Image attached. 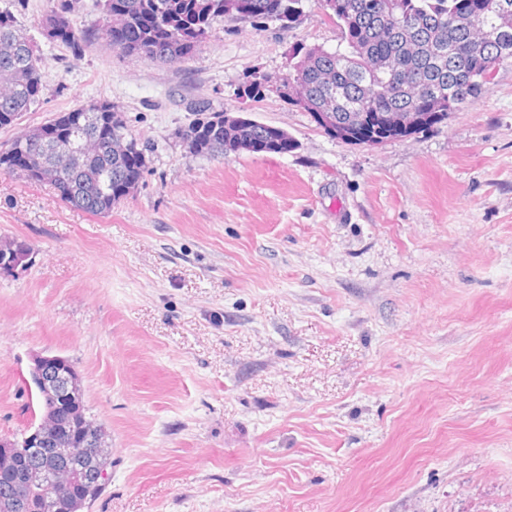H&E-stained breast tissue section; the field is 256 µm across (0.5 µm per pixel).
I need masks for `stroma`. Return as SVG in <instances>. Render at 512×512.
Here are the masks:
<instances>
[{"mask_svg":"<svg viewBox=\"0 0 512 512\" xmlns=\"http://www.w3.org/2000/svg\"><path fill=\"white\" fill-rule=\"evenodd\" d=\"M58 2L0 0L46 75L0 150L100 100L150 150L104 215L0 171V238L28 249L0 270V436L39 417L32 357L61 355L112 445L87 512H512V64L433 129L351 144L244 94L336 46L318 0L218 19L170 65L49 42ZM198 98L297 149L187 153Z\"/></svg>","mask_w":512,"mask_h":512,"instance_id":"obj_1","label":"stroma"}]
</instances>
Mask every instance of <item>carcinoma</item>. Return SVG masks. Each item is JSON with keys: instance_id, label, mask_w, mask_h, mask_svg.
Instances as JSON below:
<instances>
[{"instance_id": "obj_1", "label": "carcinoma", "mask_w": 512, "mask_h": 512, "mask_svg": "<svg viewBox=\"0 0 512 512\" xmlns=\"http://www.w3.org/2000/svg\"><path fill=\"white\" fill-rule=\"evenodd\" d=\"M325 16L341 32L336 48L321 45L295 51L288 77H298L307 96L305 110L315 120L334 110L346 126L342 140L379 144L427 131L472 105L490 89L483 80L489 67L512 63V0H319ZM69 0L45 16L48 36L75 54L90 39L116 50L138 54L159 64L185 60L205 38L218 17L234 21L271 20L289 25L302 14V0H105L104 24L92 35L59 21ZM42 57L32 37L0 11V128L9 127L39 99ZM90 121L56 133L60 146L94 137L99 149L77 152L65 179L53 184L61 199L92 214H106L139 184L147 146L141 144L123 116L102 121L94 105L79 106ZM193 111L205 121L188 126L197 153L224 151L241 141L252 154L284 155L297 148L287 131L243 115L215 111L205 100ZM52 145L37 156L33 169L22 172L40 183L39 169L52 166ZM27 256L25 245L0 241V268L10 270ZM109 472L90 476L91 490L82 508L102 494Z\"/></svg>"}]
</instances>
